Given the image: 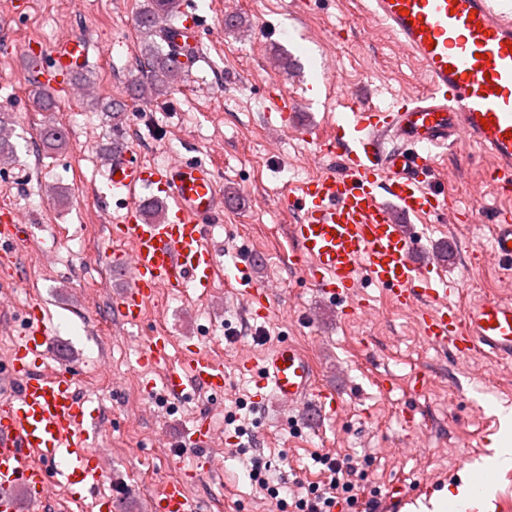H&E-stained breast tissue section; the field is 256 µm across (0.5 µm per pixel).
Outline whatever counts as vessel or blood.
Masks as SVG:
<instances>
[{"instance_id": "b4317fda", "label": "vessel or blood", "mask_w": 512, "mask_h": 512, "mask_svg": "<svg viewBox=\"0 0 512 512\" xmlns=\"http://www.w3.org/2000/svg\"><path fill=\"white\" fill-rule=\"evenodd\" d=\"M370 2L377 20L421 65L425 89L395 110L344 99V119L319 145L335 171L285 198L298 214L286 227L293 255L328 299L347 300L366 277L395 304L414 308L429 344L462 356L486 348L512 358V301L486 299L458 310L449 300L458 283L447 281L441 266L416 262L418 243L408 223L412 217L444 220L459 211L433 184L436 150L463 143L477 148L492 157L496 179L512 183V0ZM198 21L195 12H184L174 38L177 66L192 64ZM90 46L86 37L70 35L33 57L44 87L55 88L60 74L79 71ZM144 186L166 201L161 218L143 216L137 191ZM94 195L126 211L123 223L111 227L131 245L120 263L127 286L114 299L123 322L137 323L160 285L209 294L217 259L208 229L220 216L221 199L210 165L155 167L117 153ZM489 221L495 226L491 253L512 272V214L494 210ZM234 281L250 315L267 318L268 289L240 275ZM170 344L168 336H149L142 363L168 360ZM51 348L44 310L32 305L10 360L11 389L0 394V512H39L58 462L66 464L68 485L86 491L99 477L97 463L85 452L98 424L76 392L73 365L43 370ZM241 369L254 374L258 389L288 406H336L333 392L317 389L311 360L294 344L281 342L262 362L248 359ZM167 385L181 396L191 388L220 393L226 378L221 365L191 348L170 366ZM152 512H196V505L182 483L173 482L157 496Z\"/></svg>"}]
</instances>
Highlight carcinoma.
<instances>
[{"label":"carcinoma","instance_id":"carcinoma-1","mask_svg":"<svg viewBox=\"0 0 512 512\" xmlns=\"http://www.w3.org/2000/svg\"><path fill=\"white\" fill-rule=\"evenodd\" d=\"M178 9L179 0H148L138 18L143 40L135 64L146 72V80H138L129 88V97L135 103L147 104L167 93L174 81L176 72L170 48L172 27L168 20L177 14ZM94 105L112 114L114 119L124 114L128 107L126 101L108 97L97 99ZM14 133L12 113L0 110V167L9 166L15 160ZM40 140L44 147L58 150L66 143V136L62 128L46 124L40 131Z\"/></svg>","mask_w":512,"mask_h":512}]
</instances>
